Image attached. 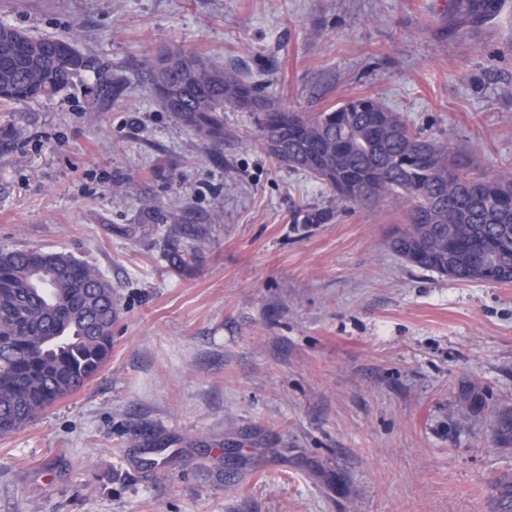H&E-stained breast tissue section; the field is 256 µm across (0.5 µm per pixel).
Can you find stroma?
Returning a JSON list of instances; mask_svg holds the SVG:
<instances>
[{
	"instance_id": "35a3bbf8",
	"label": "stroma",
	"mask_w": 512,
	"mask_h": 512,
	"mask_svg": "<svg viewBox=\"0 0 512 512\" xmlns=\"http://www.w3.org/2000/svg\"><path fill=\"white\" fill-rule=\"evenodd\" d=\"M0 21L79 32L84 58L0 101V250L72 255L119 312L100 372L0 435V512H498L512 282L412 266L399 203L277 164L250 113L217 148L175 125L148 61L194 52L301 112L374 97L495 177L512 0L478 24L452 0H0Z\"/></svg>"
}]
</instances>
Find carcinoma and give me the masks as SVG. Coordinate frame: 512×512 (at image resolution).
Here are the masks:
<instances>
[{
    "instance_id": "1",
    "label": "carcinoma",
    "mask_w": 512,
    "mask_h": 512,
    "mask_svg": "<svg viewBox=\"0 0 512 512\" xmlns=\"http://www.w3.org/2000/svg\"><path fill=\"white\" fill-rule=\"evenodd\" d=\"M500 0H455L472 21ZM76 35L32 37L0 23V99L65 87L83 59ZM151 91L174 124L224 143V105L255 116L267 155L319 179L346 203L405 204L392 248L414 266L462 282H512V173L488 177L373 97L293 112L232 68L178 48L150 65ZM112 285L64 252L0 251V435L33 422L89 382L112 348Z\"/></svg>"
}]
</instances>
